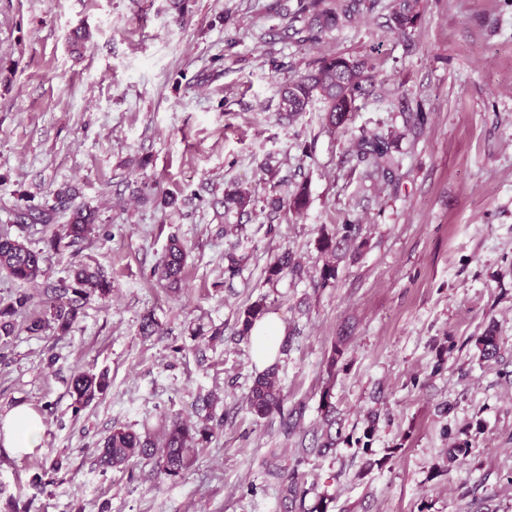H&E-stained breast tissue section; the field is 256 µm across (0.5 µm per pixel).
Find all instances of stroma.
Masks as SVG:
<instances>
[{
  "label": "stroma",
  "mask_w": 512,
  "mask_h": 512,
  "mask_svg": "<svg viewBox=\"0 0 512 512\" xmlns=\"http://www.w3.org/2000/svg\"><path fill=\"white\" fill-rule=\"evenodd\" d=\"M296 3L190 0L181 14L171 0H0V227L38 248L66 211L95 208L97 231L73 251L112 282L67 334L32 336L20 319L0 343V414L25 405L45 426L22 457L0 451V512L10 497L18 512H281L267 465L311 445L328 382L347 440L299 466L335 512H512V0H420L404 33L378 0L317 44L289 30ZM80 27L91 40L77 53ZM329 54L372 67L344 135L317 98L296 122L278 115L283 78ZM418 110L429 122L407 133ZM362 130L398 135L394 183L370 176ZM298 183L303 213L271 212ZM64 186L75 193L54 223L18 222ZM234 190L251 192L245 212L225 211ZM346 219L363 246L314 287L316 241ZM173 236L188 251L176 292L153 275ZM285 250L304 277L267 282ZM228 253L244 259L232 278ZM261 298L294 332L279 379L285 409L306 411L289 434L246 402L257 369L237 317ZM490 328L499 354L486 362ZM88 369L110 386L77 412L70 381ZM210 392L224 422L183 476L149 460L98 467L112 428L196 418ZM369 425L367 455L355 440ZM459 442L465 463L437 472Z\"/></svg>",
  "instance_id": "35a3bbf8"
}]
</instances>
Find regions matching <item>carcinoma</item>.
Listing matches in <instances>:
<instances>
[{
    "mask_svg": "<svg viewBox=\"0 0 512 512\" xmlns=\"http://www.w3.org/2000/svg\"><path fill=\"white\" fill-rule=\"evenodd\" d=\"M418 0H396L394 20L397 29L406 32L414 27L419 12ZM376 0H297L293 21L301 26H291L296 35L307 42H318L323 36L341 24L351 23L370 13ZM371 66L365 60L329 55L321 58L311 70L297 79L283 83L280 92V112L283 118L292 122L306 111L314 97H319L324 107L326 126L334 133L348 130L353 112L358 110L357 101L364 94V84L370 79ZM392 134L361 131L356 137L357 153L370 163L373 173L387 180L395 178L398 162L392 155ZM305 183L295 186L288 199L277 197L271 200V208L277 212L282 208L295 213L307 205ZM53 208H27L17 213L20 222L49 223L54 220ZM97 223V212L89 207H79L70 213L65 224L44 241L41 248L31 247L10 235L0 232V272L6 273L14 281L26 285H36L47 277L45 252L52 250L60 255L83 242ZM362 225L346 219L332 231L321 232L316 248L325 257L316 288H326L336 281L337 262L347 252L358 251ZM187 253L183 243L172 238L166 245L157 267L158 280L165 282L170 289L178 288L185 267ZM68 283L58 289V294L44 302L41 309L29 312L33 295L19 291L12 301L0 308V338L13 335L15 317L26 316L25 329L32 336L47 332L65 334L75 325L85 305L93 298L104 299L112 292V282L98 268L83 262L68 261ZM300 278L303 268L290 251L283 252L267 269V280L280 279L283 272ZM267 312L264 300L251 303L239 315L237 334L242 338L250 336L253 323ZM480 356L484 361L497 357L498 346L493 329H488L479 339ZM108 387L106 375H95L86 371L73 374L70 383L71 396L75 408L90 405ZM249 409L259 418L274 413L283 416L285 431L293 430L302 420L305 408L302 406L283 413L284 396L277 379V371L271 367L256 375L248 395ZM217 398L208 394L201 399L203 416L196 422L181 417L161 418L155 424L145 423L138 432L127 427H115L100 446L97 464L103 469L118 467L138 459H149L170 478L181 476L193 464L198 449L204 447L214 434L215 426L223 422L216 417ZM321 414L327 429L315 439L312 448L298 449L294 467L279 471L281 496L285 512H330L333 498L320 495L313 505L306 503L308 490L299 473V466L308 452L321 457L336 454V444L340 431H332L336 425V404L332 401L330 389L321 392Z\"/></svg>",
    "mask_w": 512,
    "mask_h": 512,
    "instance_id": "1",
    "label": "carcinoma"
}]
</instances>
